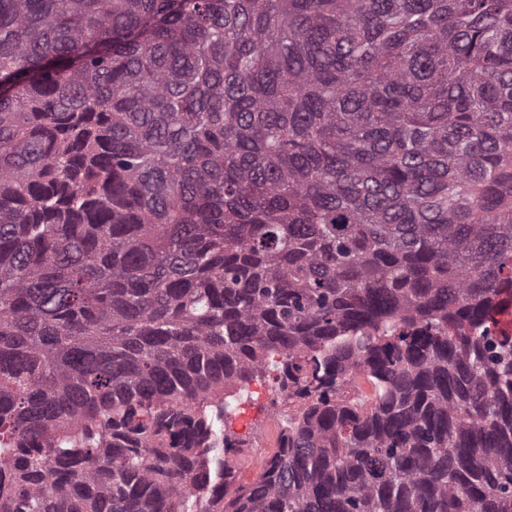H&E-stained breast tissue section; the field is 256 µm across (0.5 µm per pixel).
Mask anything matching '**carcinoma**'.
Masks as SVG:
<instances>
[{"label":"carcinoma","mask_w":512,"mask_h":512,"mask_svg":"<svg viewBox=\"0 0 512 512\" xmlns=\"http://www.w3.org/2000/svg\"><path fill=\"white\" fill-rule=\"evenodd\" d=\"M509 292L512 0H0V512H512ZM275 377L276 372L271 367L258 373L245 387L241 389L238 387L237 390L234 388V392L230 394L233 396L226 398L224 417L221 419L218 418L215 408L210 411L215 419L217 430L221 428L235 438L249 440L253 445L249 448L251 452L261 457L270 455L276 448L279 421L274 417V410L288 414V409L293 410L298 407L297 404L288 405V400L278 389ZM256 400L260 401L261 408L251 410L250 404ZM261 431H264L265 441L256 440Z\"/></svg>","instance_id":"carcinoma-1"}]
</instances>
